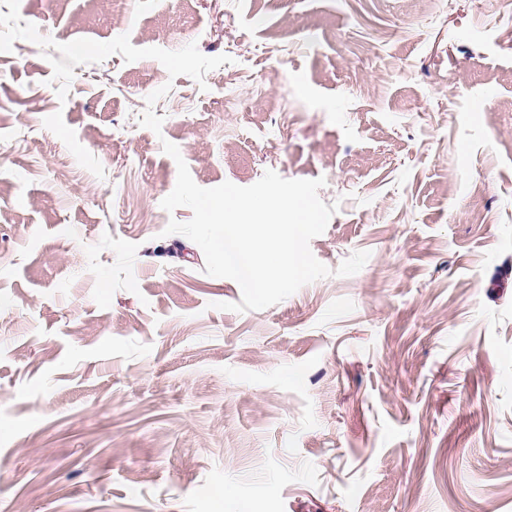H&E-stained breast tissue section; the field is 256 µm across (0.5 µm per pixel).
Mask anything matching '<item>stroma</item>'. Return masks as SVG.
I'll return each instance as SVG.
<instances>
[{"label": "stroma", "instance_id": "1", "mask_svg": "<svg viewBox=\"0 0 512 512\" xmlns=\"http://www.w3.org/2000/svg\"><path fill=\"white\" fill-rule=\"evenodd\" d=\"M19 14L230 61L200 85L114 54L62 100L40 46L0 52V512H512V0ZM166 141L204 188L325 178L332 276L230 311L165 232L193 216L161 206Z\"/></svg>", "mask_w": 512, "mask_h": 512}]
</instances>
